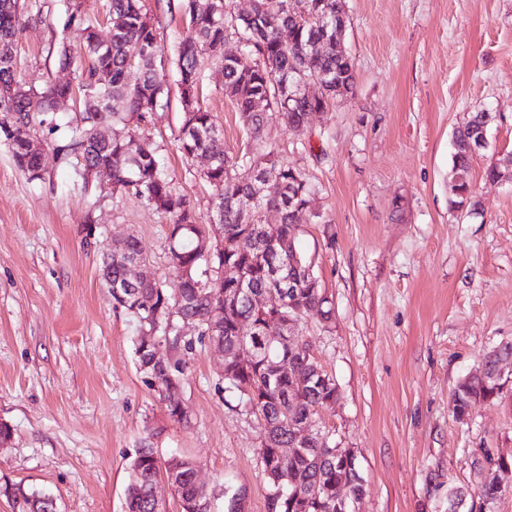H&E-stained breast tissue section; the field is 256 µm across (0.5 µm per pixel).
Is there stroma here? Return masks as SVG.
<instances>
[{"label": "stroma", "instance_id": "35a3bbf8", "mask_svg": "<svg viewBox=\"0 0 512 512\" xmlns=\"http://www.w3.org/2000/svg\"><path fill=\"white\" fill-rule=\"evenodd\" d=\"M39 16L15 42L26 85L74 77L57 51L75 44L64 0H20ZM164 60L190 36L178 0H142ZM345 46L353 96L312 116L303 131L269 124L315 193L297 238L331 302L332 320L309 318L299 338L338 386L316 421L357 455L365 494L353 512H448V489L475 491L483 453L512 455V372L493 402L454 412L459 382L492 347L512 342V180L485 169L512 153V0H347ZM145 135L165 172L209 223L214 190L204 160L178 150L182 119L175 72ZM204 70L200 104L238 157L246 135ZM499 117L470 178L479 206L449 210L454 131L478 106ZM47 136L42 179L16 168L0 143V488L50 494L57 512H124L128 464L144 439L161 458L198 466L211 512L247 492L266 512L258 457L263 430L224 389V359L193 326L179 388L188 419L168 418L136 368V325L115 307L98 266L113 241L136 236L147 272L168 275L169 219L109 183L83 185L76 157Z\"/></svg>", "mask_w": 512, "mask_h": 512}]
</instances>
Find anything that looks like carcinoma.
Wrapping results in <instances>:
<instances>
[{"mask_svg":"<svg viewBox=\"0 0 512 512\" xmlns=\"http://www.w3.org/2000/svg\"><path fill=\"white\" fill-rule=\"evenodd\" d=\"M141 0H111V34L100 38L86 12V0H66L65 27L77 33L89 63L76 68L75 86L48 83L40 90L16 80L14 48L19 30L40 20L24 16L19 0H0V141L7 144L15 165L33 180L42 178L40 154L31 141L12 137L9 130L28 128L40 135L55 131V109L60 100L76 91L83 109L70 127L61 155L83 159L82 169H112V193H131L147 206L170 218L167 260L173 279L140 283L125 289L128 267L145 258L138 238L129 235L112 245V264L101 258L99 270L119 292L112 293L116 306L137 324L135 359L147 383L162 391L180 386L182 360L193 339L180 333L179 321L189 319L198 339L218 337L224 352L245 348L255 359L224 360V390L236 394L238 406L260 418L279 423L262 443L258 456L268 480L267 512H336L334 488L341 484L353 502L364 493L356 455L336 447L333 437L315 430V437L283 459L280 449L293 441L294 431L314 419L321 407L336 403L335 378L323 371L306 345L263 344L272 326L302 321L315 314L331 319L328 297L316 276L307 278L288 267L285 260L297 252L302 266L310 267L296 241L298 226L312 215V188L301 172L264 140L269 121L278 119L291 129L308 121V111H324L355 92V65L343 49L346 28L338 27L347 12L346 0H281L276 16L254 0L251 11L234 14L230 0H180V8L192 35L178 47L177 85L183 109L178 138L183 157L192 160L208 155L212 162L203 177L215 189L212 220L202 224L187 198L177 191L164 171L158 148L135 139L131 125L146 122L149 105H162L165 95V62L158 53L156 27L143 11ZM138 51L135 62L130 54ZM211 63L223 75L222 90L237 106L247 135L248 150L238 160L225 153L220 130L210 112L199 106L204 66ZM109 81L99 83L96 75ZM317 76L323 83L320 95L309 100L298 84L302 77ZM493 115L487 108L471 113L454 132L453 166L449 208L473 210L478 205L470 181L474 153L470 146L484 138ZM112 128L106 139L100 129ZM266 178L280 187L279 193L261 198L260 208L277 217V240L270 242L265 224L241 214L239 200L255 194ZM209 239L207 250L201 240ZM286 296L265 306H255L243 294L274 291V268ZM152 301L145 310L140 299ZM154 315L157 342L144 339ZM287 365L274 370L270 361ZM501 360L497 349L483 358L484 369L466 378L454 392V410L460 418L471 405L496 399L502 384L494 373ZM492 475L480 483L479 512L493 506L512 488V456H491ZM195 464L183 457L160 460L152 444L137 449L129 463L125 512H161L152 489L165 474L172 479L181 512H211L210 497L194 479ZM3 495L14 512H41L46 494L28 493L7 486ZM468 493L448 487V512H464ZM246 491L238 488L224 496L225 512H242Z\"/></svg>","mask_w":512,"mask_h":512,"instance_id":"obj_1","label":"carcinoma"}]
</instances>
